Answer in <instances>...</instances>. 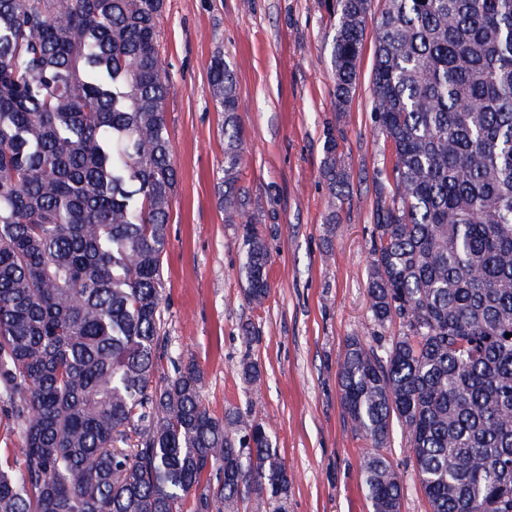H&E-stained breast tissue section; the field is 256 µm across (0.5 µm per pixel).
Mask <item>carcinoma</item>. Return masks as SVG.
<instances>
[{"instance_id": "obj_1", "label": "carcinoma", "mask_w": 512, "mask_h": 512, "mask_svg": "<svg viewBox=\"0 0 512 512\" xmlns=\"http://www.w3.org/2000/svg\"><path fill=\"white\" fill-rule=\"evenodd\" d=\"M374 0H332L336 111L356 84ZM373 127L395 155L368 279L377 345L349 337L340 399L375 452L373 512H401L386 445L407 434L432 512H512V0H381ZM165 0H0V512H264L291 478L264 419L200 400L194 363L154 381L177 172L159 44ZM224 112V222L243 295L270 293L265 239L238 186L236 83ZM324 173L350 174L327 128ZM239 373L253 386L256 362ZM0 448L2 455H9L11 458L16 457L21 448L19 429L4 416H0Z\"/></svg>"}]
</instances>
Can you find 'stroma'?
I'll use <instances>...</instances> for the list:
<instances>
[{
    "label": "stroma",
    "instance_id": "1",
    "mask_svg": "<svg viewBox=\"0 0 512 512\" xmlns=\"http://www.w3.org/2000/svg\"><path fill=\"white\" fill-rule=\"evenodd\" d=\"M158 28L178 183L163 255L167 354L156 374H171L174 357L194 362L212 416L251 409L269 424L293 477L286 512H372L361 473L371 445L342 408L337 368L346 338L368 326L374 212L394 162L370 117L376 20H367L343 112L334 98L336 18L324 0H166ZM219 52L238 91L239 184L269 252L270 295L257 308L243 298L237 231L221 205L224 116L208 78ZM329 125L350 174L338 203L322 171ZM246 357L262 370L258 388L238 373ZM387 453L403 481L401 512H431L400 427Z\"/></svg>",
    "mask_w": 512,
    "mask_h": 512
}]
</instances>
